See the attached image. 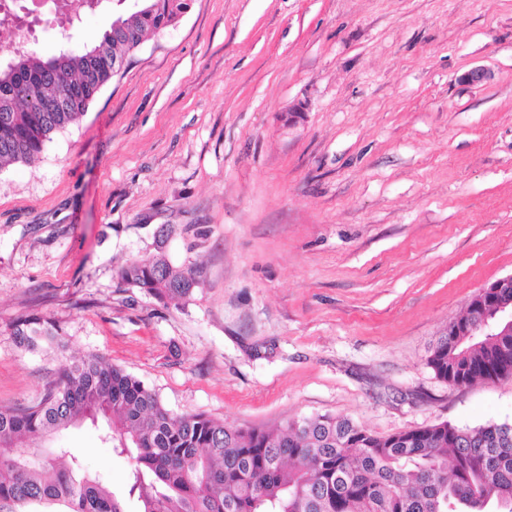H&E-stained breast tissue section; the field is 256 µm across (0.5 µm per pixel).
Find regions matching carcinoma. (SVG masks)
Here are the masks:
<instances>
[{"label":"carcinoma","instance_id":"1","mask_svg":"<svg viewBox=\"0 0 512 512\" xmlns=\"http://www.w3.org/2000/svg\"><path fill=\"white\" fill-rule=\"evenodd\" d=\"M189 6L145 0L81 51L43 59L21 49L0 63V170L29 162L53 133L79 121L118 74L119 60ZM118 276L160 301L186 298L198 283L194 268L156 256L127 262ZM485 311L476 294L457 320L475 325ZM11 335L34 350L59 328L26 318ZM427 364L454 386L512 378V335L444 333ZM100 419L104 441L133 460L128 495L138 512H512V423L442 422L377 437L347 418L315 416L242 429L171 412L141 381L96 355L66 364L38 403L0 408V502L15 512L41 504L128 512L125 498L70 449L45 456L24 445Z\"/></svg>","mask_w":512,"mask_h":512}]
</instances>
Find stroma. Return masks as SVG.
<instances>
[{
	"label": "stroma",
	"instance_id": "stroma-1",
	"mask_svg": "<svg viewBox=\"0 0 512 512\" xmlns=\"http://www.w3.org/2000/svg\"><path fill=\"white\" fill-rule=\"evenodd\" d=\"M33 49L60 47L52 4ZM488 68L480 85L461 82ZM198 270L180 301L128 261ZM512 274V0H192L76 123L0 171V407L95 354L170 411L239 428L344 417L378 437L512 423V378L427 357ZM60 341L19 348L18 319ZM126 493L91 424L46 440ZM118 276L128 287L139 288L159 301L189 297L198 283L193 267L175 266L156 256L130 260L120 268Z\"/></svg>",
	"mask_w": 512,
	"mask_h": 512
}]
</instances>
